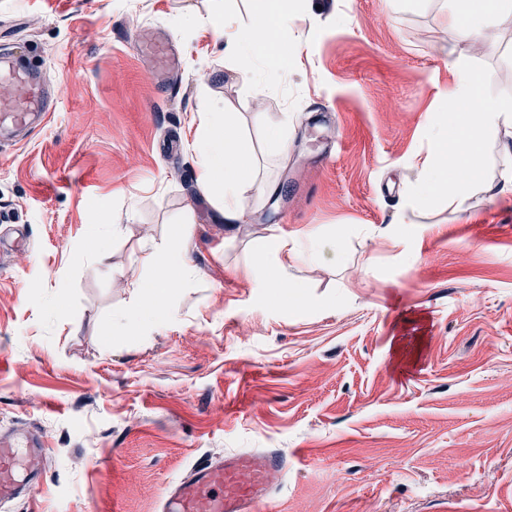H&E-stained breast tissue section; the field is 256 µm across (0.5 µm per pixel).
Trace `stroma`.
<instances>
[{
    "label": "stroma",
    "instance_id": "stroma-1",
    "mask_svg": "<svg viewBox=\"0 0 512 512\" xmlns=\"http://www.w3.org/2000/svg\"><path fill=\"white\" fill-rule=\"evenodd\" d=\"M216 5L0 0V49L61 90L46 121L0 128V434L45 443L42 487L0 512H158L198 459L268 449L287 461L268 512H512V200L408 204L456 70L512 100V16L458 43L449 0H299L258 95L205 23ZM212 112L261 167L234 224L187 149ZM511 135L482 134L481 179L512 178ZM183 223L189 273L130 327L144 256ZM275 237L343 255L289 262L274 296L249 261Z\"/></svg>",
    "mask_w": 512,
    "mask_h": 512
}]
</instances>
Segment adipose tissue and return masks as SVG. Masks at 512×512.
I'll use <instances>...</instances> for the list:
<instances>
[{"instance_id": "obj_1", "label": "adipose tissue", "mask_w": 512, "mask_h": 512, "mask_svg": "<svg viewBox=\"0 0 512 512\" xmlns=\"http://www.w3.org/2000/svg\"><path fill=\"white\" fill-rule=\"evenodd\" d=\"M512 14V0H454L448 15V33L456 41H479L492 34L500 17ZM294 24L289 0H266L248 28H231L222 13L209 19L215 39L224 43L225 53L239 61L243 80H250L255 66H262L266 85L280 78L279 62L288 45V33ZM476 77L472 72L459 71L456 81L446 94L448 109L442 112L431 131L434 143L430 157L417 169L409 202L415 207H427L440 197L465 203L470 194L482 158L480 136L497 130L512 118V103L484 100L475 91ZM191 152L196 157V182L215 200L226 223L236 222L243 210L246 187L257 172L252 158L236 132L230 115L211 113L208 132L195 141ZM190 241V228L182 224L171 242L146 257L157 270L154 279L141 285L142 300L129 313L130 322L140 325L159 320L163 304L177 280L186 272L184 255ZM287 253L291 258L325 259L326 255L341 257L337 240H316L310 245L288 244L275 239L268 243L250 262L254 272H265V287L278 288L286 275L285 269L267 274L269 257Z\"/></svg>"}]
</instances>
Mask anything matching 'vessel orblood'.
<instances>
[{
    "instance_id": "obj_1",
    "label": "vessel or blood",
    "mask_w": 512,
    "mask_h": 512,
    "mask_svg": "<svg viewBox=\"0 0 512 512\" xmlns=\"http://www.w3.org/2000/svg\"><path fill=\"white\" fill-rule=\"evenodd\" d=\"M0 82L12 86L11 98L0 101V115L27 124L33 114L53 111L57 94L39 72L18 66L0 53ZM42 452L37 435L0 436V503L16 498L25 486L40 484L34 463ZM285 467L271 452L228 453L194 466L189 479L168 486L161 512H259L274 478Z\"/></svg>"
}]
</instances>
